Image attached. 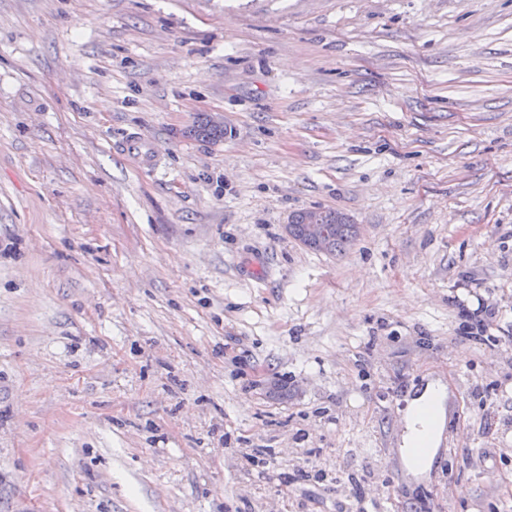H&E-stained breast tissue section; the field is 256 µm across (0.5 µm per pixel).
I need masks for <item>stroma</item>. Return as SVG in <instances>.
<instances>
[{
    "label": "stroma",
    "instance_id": "1",
    "mask_svg": "<svg viewBox=\"0 0 512 512\" xmlns=\"http://www.w3.org/2000/svg\"><path fill=\"white\" fill-rule=\"evenodd\" d=\"M360 507L512 512V0H0V512ZM122 150L131 155L137 156L141 163L147 168H155L157 157L147 142L140 137H131L126 141ZM319 214L316 210H311L308 217L304 221L309 210L300 211L292 216L291 235L294 239L303 243L309 249L315 251H324L329 253H342L345 248L355 239L357 235L356 224H344L338 220L339 212L333 209H320ZM304 222V224H303ZM325 224L327 230V243L321 242L325 236L322 224ZM305 227V237L315 241H305L303 239V230ZM405 425L406 432L403 436L401 451L406 465L413 470H421L427 465L430 466L432 462L431 453L426 458L416 457L424 461L420 469H415L409 465L407 453L410 452V448H417L428 440H432L434 445L438 436H441L444 427L442 390L434 386H427L424 393L412 401L405 417Z\"/></svg>",
    "mask_w": 512,
    "mask_h": 512
}]
</instances>
